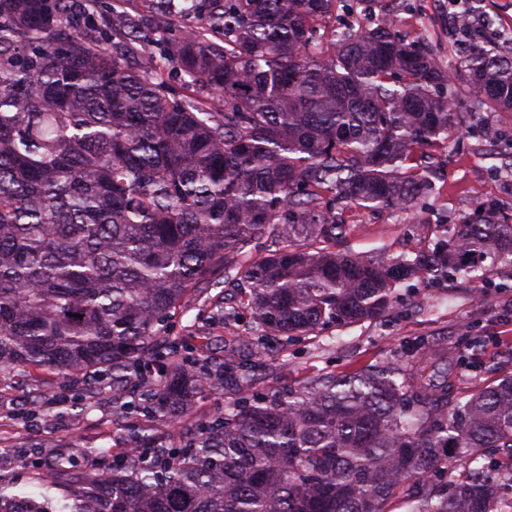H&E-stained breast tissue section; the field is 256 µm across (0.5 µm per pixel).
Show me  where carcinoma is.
Listing matches in <instances>:
<instances>
[{"instance_id": "obj_1", "label": "carcinoma", "mask_w": 512, "mask_h": 512, "mask_svg": "<svg viewBox=\"0 0 512 512\" xmlns=\"http://www.w3.org/2000/svg\"><path fill=\"white\" fill-rule=\"evenodd\" d=\"M80 0H0V373L81 377L145 412L186 416L197 394L239 387L213 420L130 435L81 477L57 460L33 489L0 483V512H502L512 500V371L459 390V355L326 374L247 393L249 336L210 356V332L169 334L204 300L258 340L384 318L414 281L512 271V214L490 201L431 246L366 259L336 249L348 207L412 210L431 191L415 153L466 118L455 85L512 112V49L475 46L448 73L376 21L325 32L336 0H173L155 20L112 15L155 39L198 96L103 44ZM273 248L253 257L257 243ZM246 301L211 290L232 278ZM465 472L448 479V460Z\"/></svg>"}]
</instances>
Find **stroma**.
Masks as SVG:
<instances>
[{
    "label": "stroma",
    "instance_id": "35a3bbf8",
    "mask_svg": "<svg viewBox=\"0 0 512 512\" xmlns=\"http://www.w3.org/2000/svg\"><path fill=\"white\" fill-rule=\"evenodd\" d=\"M384 9L393 12L403 34L420 41L445 69H454L467 55L465 41L448 29V0H365L361 5L338 0L325 24L358 30ZM481 118L493 130L492 139H480L469 126L450 143L424 149L422 163L434 188L421 210L347 209L344 220L350 230L343 249L368 257L395 256L427 247L432 225L458 223L479 203L492 199L511 209L512 112L485 109ZM466 334L484 342L473 366L459 370L463 390L497 377L499 369L512 370V272L492 274L484 284L420 281L383 320L328 327L300 339L271 337L244 349L242 357L251 368L252 392L264 394L326 372L341 376L382 363L401 365L431 345L454 355L463 351ZM236 395L232 388L221 395L205 391L184 418L168 421L140 413L128 422L176 432L211 418ZM128 422L115 416L109 389L93 393L60 379L37 401L28 380L0 375V481L26 491L52 458L75 457L83 448L123 454Z\"/></svg>",
    "mask_w": 512,
    "mask_h": 512
}]
</instances>
